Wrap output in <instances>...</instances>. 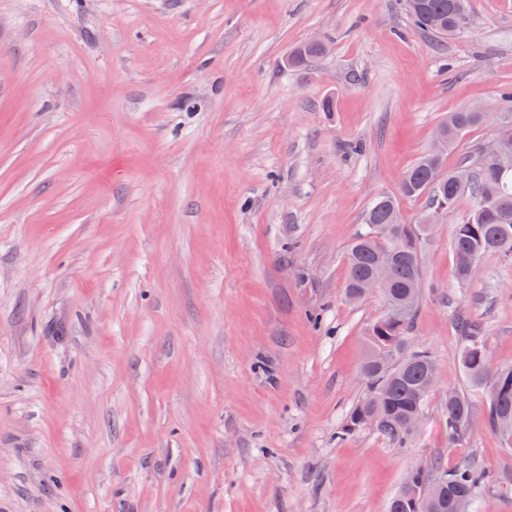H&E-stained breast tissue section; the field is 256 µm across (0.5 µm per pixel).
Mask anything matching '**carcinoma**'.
Listing matches in <instances>:
<instances>
[{"label": "carcinoma", "mask_w": 512, "mask_h": 512, "mask_svg": "<svg viewBox=\"0 0 512 512\" xmlns=\"http://www.w3.org/2000/svg\"><path fill=\"white\" fill-rule=\"evenodd\" d=\"M413 24L425 33L448 36L465 28L469 21L467 0H421L409 12ZM323 56L322 45L305 42L288 55V66L297 68ZM496 123L498 133L512 135V91L501 95ZM483 124L480 113L470 107L448 113L438 126L430 161H416L405 172L399 194L425 199L427 205L452 207L463 195L474 200V207L455 225L451 246L456 257V279L470 282L469 266L489 253L512 257V169H503L492 156H483L475 147L453 168L444 165V156L458 147L464 136ZM399 210L397 197L380 195L365 214V231L350 247L344 285L345 298L353 303L371 295L366 287L372 271L381 262L389 264L390 276L382 298L401 301L422 284L421 244L433 231L432 224H394ZM416 306L404 311L385 308L364 336L365 355L361 376L362 397L346 414L339 436L372 427L393 441L404 443L420 422L431 393L427 383L436 377L434 356L421 347L410 332ZM460 361L471 391L486 394L488 422L494 429L501 419H512V368L486 376L487 349L478 333L466 336ZM471 401L467 393L448 392L445 425L448 438L455 442L467 432ZM442 473L444 482L431 488L429 477ZM484 480L476 465L464 464L451 471L411 470L401 490L391 499L388 512H456L459 504L470 505Z\"/></svg>", "instance_id": "carcinoma-1"}]
</instances>
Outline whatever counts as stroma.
I'll return each mask as SVG.
<instances>
[{
    "label": "stroma",
    "instance_id": "1",
    "mask_svg": "<svg viewBox=\"0 0 512 512\" xmlns=\"http://www.w3.org/2000/svg\"><path fill=\"white\" fill-rule=\"evenodd\" d=\"M507 86L512 0L446 39L405 0H0V512H387L430 462L512 512L484 396L462 441L444 425L458 317L512 366V258L456 279L469 196L421 247V421L339 434L384 311L344 297L364 214ZM310 41H320V39H312ZM314 42H305L295 47L288 55V67H301L306 65L313 59L323 56L322 45Z\"/></svg>",
    "mask_w": 512,
    "mask_h": 512
}]
</instances>
